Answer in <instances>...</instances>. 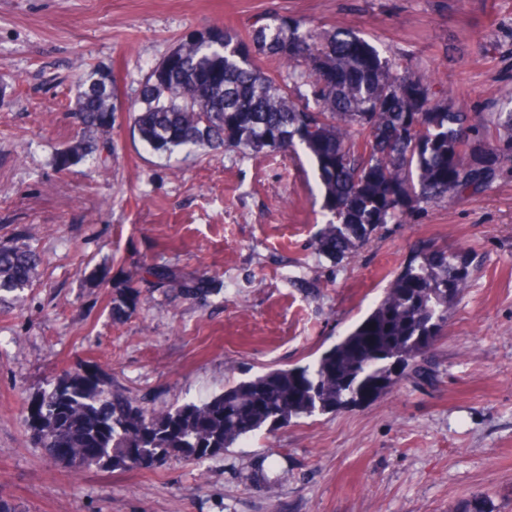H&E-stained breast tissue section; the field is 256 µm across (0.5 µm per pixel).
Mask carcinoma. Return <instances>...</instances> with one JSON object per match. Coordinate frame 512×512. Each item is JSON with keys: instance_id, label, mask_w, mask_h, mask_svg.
<instances>
[{"instance_id": "1", "label": "carcinoma", "mask_w": 512, "mask_h": 512, "mask_svg": "<svg viewBox=\"0 0 512 512\" xmlns=\"http://www.w3.org/2000/svg\"><path fill=\"white\" fill-rule=\"evenodd\" d=\"M172 53L146 74L129 109L114 75H87L75 94L86 137L59 155V169L98 150L109 111L131 112L156 151L301 150L329 215L314 247L335 260L387 224L482 191L512 165V109L450 107L411 62L381 56L353 32H319L275 13L244 34L207 26ZM485 137L494 146L479 147ZM41 262L26 242L0 245V302L31 287ZM468 277L460 252L422 241L373 310L312 363L268 367L177 408L136 406L94 373L65 371L36 399L29 428L72 467L141 469L145 458L160 466L172 456L204 462L262 430L378 398L396 384V364L421 373ZM137 302L129 288L112 299V312Z\"/></svg>"}]
</instances>
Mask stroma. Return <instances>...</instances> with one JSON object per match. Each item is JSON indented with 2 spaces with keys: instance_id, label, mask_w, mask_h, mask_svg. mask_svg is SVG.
<instances>
[{
  "instance_id": "stroma-1",
  "label": "stroma",
  "mask_w": 512,
  "mask_h": 512,
  "mask_svg": "<svg viewBox=\"0 0 512 512\" xmlns=\"http://www.w3.org/2000/svg\"><path fill=\"white\" fill-rule=\"evenodd\" d=\"M272 13L359 33L435 89L464 90L470 109L512 108V0H0V245L43 257L33 288L0 308V498L21 512H459L474 498L512 512V169L333 261L313 246L323 195L308 161L162 155L122 112L99 157L56 166L80 134L72 99L90 71L112 72L130 101L189 33H243ZM421 239L469 260L426 377L200 464L68 467L32 439L31 402L66 370L95 368L160 408L313 360ZM152 260L169 284L145 273ZM199 278L205 300L175 296ZM129 286L139 300L114 317Z\"/></svg>"
}]
</instances>
